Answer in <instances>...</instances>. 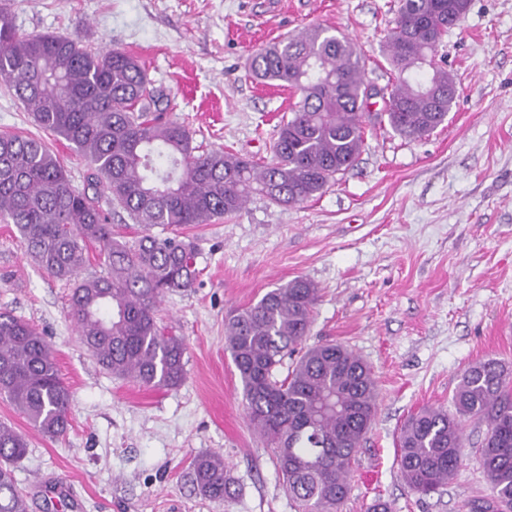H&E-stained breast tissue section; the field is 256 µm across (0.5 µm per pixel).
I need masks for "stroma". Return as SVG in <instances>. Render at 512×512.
Masks as SVG:
<instances>
[{"label":"stroma","instance_id":"stroma-1","mask_svg":"<svg viewBox=\"0 0 512 512\" xmlns=\"http://www.w3.org/2000/svg\"><path fill=\"white\" fill-rule=\"evenodd\" d=\"M28 34L77 39L136 57L202 150L263 163L292 89L250 76L259 48L313 27L350 39L368 83L394 74L384 54L398 0H7ZM439 52L457 87L447 120L408 140L366 128L363 151L333 184L300 204L255 195L234 217L200 224L194 288L166 294L157 320L186 345L184 382L156 389L120 380L80 341L69 283L25 254L0 223V312L43 333L72 393L60 438L35 431L0 397V422L28 441L15 469L29 512H297L272 444L251 424L226 346L224 319L295 277L320 290L307 344L333 341L368 362L377 412L340 512H469L487 495L466 422L465 457L439 492L406 485L396 440L421 408L452 410L462 372L494 358L512 370V0H470ZM217 452L230 497L195 494L189 464Z\"/></svg>","mask_w":512,"mask_h":512}]
</instances>
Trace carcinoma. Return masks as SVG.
I'll list each match as a JSON object with an SVG mask.
<instances>
[{"label": "carcinoma", "instance_id": "carcinoma-1", "mask_svg": "<svg viewBox=\"0 0 512 512\" xmlns=\"http://www.w3.org/2000/svg\"><path fill=\"white\" fill-rule=\"evenodd\" d=\"M467 0H400L386 42L395 82H366L354 45L312 27L249 59L262 83L298 93L279 125L269 162L199 152L189 128L163 119V99L144 69L119 49L87 51L72 38L24 34L0 8V84L9 87L43 131L63 138L88 160L86 186L41 138L0 134V220L15 226L26 254L59 280L74 281L70 307L83 345L112 376L152 388L184 381L186 347L159 327L161 298L196 280L195 246L182 229L237 214L258 194L277 205L302 203L353 165L364 125L387 118L392 130L420 138L448 117L457 88L435 58L434 44L457 25ZM379 97L382 111L368 110ZM106 195L141 234L112 230L98 205ZM169 235L152 233L155 227ZM98 249L104 276L78 278L88 249ZM319 289L296 277L254 304L229 312L227 348L238 370L249 418L275 448L288 496L301 512H338L350 492L355 454L371 429L377 385L370 366L337 343L303 346ZM291 369L278 380L285 358ZM0 395L39 433L64 435L72 395L49 343L29 323L0 313ZM455 412L422 408L397 438L408 488L437 492L463 461V422L486 425L480 465L490 494L470 512H512V374L488 359L466 368L454 393ZM28 442L0 424V512H28L14 464ZM188 477L197 495L222 500L234 483L224 457L203 452Z\"/></svg>", "mask_w": 512, "mask_h": 512}]
</instances>
